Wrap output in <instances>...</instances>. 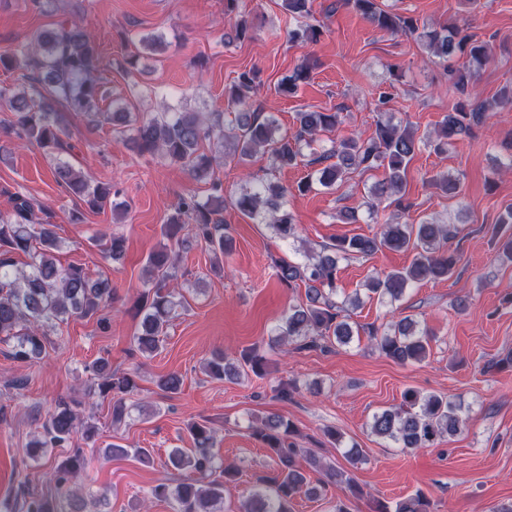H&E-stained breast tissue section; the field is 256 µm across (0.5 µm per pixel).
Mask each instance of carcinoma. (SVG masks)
I'll return each mask as SVG.
<instances>
[{
    "mask_svg": "<svg viewBox=\"0 0 512 512\" xmlns=\"http://www.w3.org/2000/svg\"><path fill=\"white\" fill-rule=\"evenodd\" d=\"M379 29L390 33L418 34L422 46L432 55L444 59H459L458 66L448 70L452 84L460 94L451 112L444 115L437 132L435 150L445 151L448 144L472 133L473 126L491 118L487 105L475 103L466 96L492 48L474 39L464 20L419 31L418 19L384 10L378 0H345ZM288 18L297 22L288 31L292 39L315 42L321 31L307 22L311 16L310 0H282ZM3 70H27L32 75L29 89L15 91L0 87V101L13 113L7 131L22 142L44 150L53 161L55 182L83 202L86 209L100 211L106 206L118 210L112 201V185L95 183L82 170L61 158L68 152L65 137L67 126L59 108L69 106L87 115L93 122L104 121L113 129L127 128L133 132L130 145L139 154L158 155L181 165L197 178L209 176L215 157L201 151L204 142L215 139L231 142L230 155L237 165L245 166L259 150L266 151L277 168L298 165L310 151L308 164L321 168L310 172L297 189L309 193L316 187L334 188L357 170H383V179L370 189L366 202L369 214H379V205L394 199L402 205L406 193V172L409 163L421 148L422 140L408 125L395 124L392 119H378L372 136H349L332 142L330 149L316 151L317 137L336 128V112L303 111L296 113L298 128L291 137L279 133L276 119L254 108L252 93L256 73L241 72L228 88V103L235 109L232 134L223 128L220 112L203 115L180 112L163 104L165 111L133 113L112 102V109L100 111L103 96L101 58L90 33L76 20H62L55 27L35 33L30 40L0 53ZM310 77V67L296 69L277 85L276 92L288 96ZM430 185L450 198L459 195V179L436 173L429 177ZM288 188L267 178L232 199L240 212L259 224L266 225L282 240L296 238L297 225L285 208ZM224 198L203 201L193 194L180 198L176 216L162 225V235L171 242L170 248L153 252L147 261V273L152 289L140 294L134 302L140 327L133 337L137 350L153 355L163 345L166 330L181 306L182 295L171 287L176 267V247L191 235L205 243L218 259L232 250L233 238L228 225L215 219L222 210ZM36 202L24 194L13 197L12 210L0 213V341H14L12 357L21 363L41 356L48 332L71 317H90L112 305V284L106 278L91 280L83 267L60 268L55 251L61 240L55 225L35 221ZM459 232L454 224H438L425 220L419 224L380 225L372 235L340 237L321 246L315 254L302 260L281 259L277 262V278L287 288L305 287L306 301L288 308V313L274 328L275 344L294 346L296 350L330 351L333 346L349 344L353 336L367 331L379 352L397 364L422 362L430 353V338L420 323L410 316L399 318L381 331L352 325L344 303L336 300V274L342 260L368 258L382 249L413 253L410 264L401 269L378 273L370 277L363 290L369 299L391 304L402 300L406 291L419 282H436L449 278L457 263L448 242ZM492 235L497 260L512 263V206L504 208L495 221ZM125 251V240L114 236L106 241L103 253L113 260ZM30 258L28 270L17 269L16 255ZM267 357L259 348L241 351L236 357L219 353L207 363V370L216 379H237L248 370L256 377L266 373ZM99 378L98 393L112 399V421L126 416L125 396L138 390L136 371L114 372L108 360L93 364ZM84 439L95 442L97 426L78 419L72 403L60 398L49 413L36 439L30 443L28 455L38 458L46 448H66L78 428ZM371 432L396 447L418 450L433 448L445 436L454 437L462 431V407L457 402L434 393L424 394L414 388L402 393L401 403L373 416ZM194 442L191 452L176 448L168 455L167 466L199 474L176 484L162 482L150 489L151 497L173 501L176 512H223L219 505L224 492L237 480L239 471L227 465H216L211 453L214 430L205 423L188 426ZM253 435L270 452L275 467L257 477L255 489L243 512H292V501L303 495L317 498L331 485L344 486L347 495H362L360 486L344 472L325 467L311 452L297 447L293 441L294 424L277 414H270L252 426ZM305 458L310 468L323 474L311 480L298 465ZM81 450H76L68 462L54 471L56 493L66 508L55 510L48 500L27 494L24 512H86L87 502L73 488L74 480L83 468ZM372 512H430V500L421 491L400 500L395 506L375 502Z\"/></svg>",
    "mask_w": 512,
    "mask_h": 512,
    "instance_id": "1",
    "label": "carcinoma"
}]
</instances>
